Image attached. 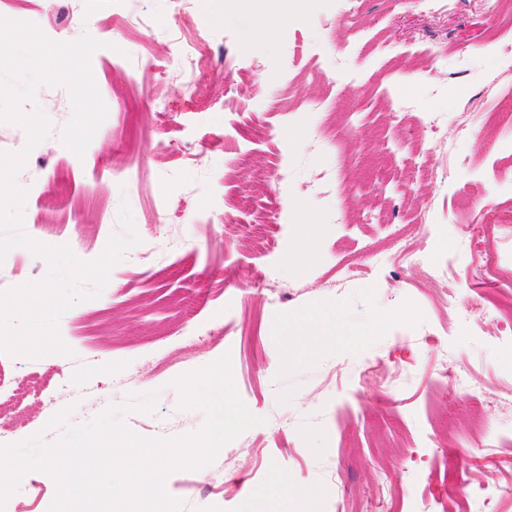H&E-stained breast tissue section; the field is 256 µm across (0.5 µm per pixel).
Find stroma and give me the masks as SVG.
<instances>
[{
    "instance_id": "obj_1",
    "label": "stroma",
    "mask_w": 512,
    "mask_h": 512,
    "mask_svg": "<svg viewBox=\"0 0 512 512\" xmlns=\"http://www.w3.org/2000/svg\"><path fill=\"white\" fill-rule=\"evenodd\" d=\"M354 6L343 22L339 0H0V17L52 40L101 44L90 68L106 118L83 155L62 142L65 87L21 105L50 121L36 146L0 121V151L27 154L23 232L91 261L125 206L141 239L99 297L61 316L71 355L0 353V408L30 415L1 446L54 442L59 411L87 424L132 393L157 395L125 413L133 432L197 433L206 417L181 408L175 381L227 354L262 422L167 477L181 512H512V497L485 508L461 493L479 471L512 485V409L480 395L512 391V345L491 315L460 328L448 308L512 295V227L490 246L459 235L512 207V144L455 133L462 113L512 100L499 78L512 27L484 0ZM272 19V40L254 43ZM196 53L192 89L180 59ZM403 232L432 253L430 274L389 249ZM47 272L14 248L0 290ZM281 476L289 493H272ZM55 495L28 472L5 512H49Z\"/></svg>"
}]
</instances>
